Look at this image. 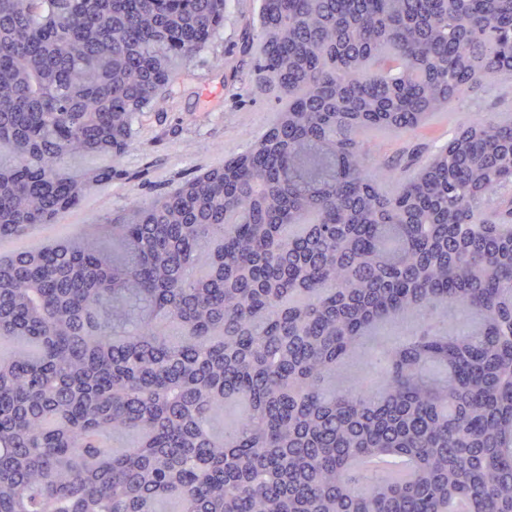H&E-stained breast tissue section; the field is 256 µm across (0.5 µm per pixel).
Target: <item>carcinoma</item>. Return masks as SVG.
<instances>
[{
	"label": "carcinoma",
	"instance_id": "obj_1",
	"mask_svg": "<svg viewBox=\"0 0 512 512\" xmlns=\"http://www.w3.org/2000/svg\"><path fill=\"white\" fill-rule=\"evenodd\" d=\"M215 8L0 0V240L112 182L64 162L116 130L133 146L127 103L174 91L151 60L193 57ZM511 29L512 0H261L269 130L207 181L0 261V512H512V117L478 114L414 173L369 140L511 80ZM404 316L380 386L333 388ZM230 399L246 410L215 437ZM107 430L141 441L110 453ZM377 455L410 472L357 466Z\"/></svg>",
	"mask_w": 512,
	"mask_h": 512
}]
</instances>
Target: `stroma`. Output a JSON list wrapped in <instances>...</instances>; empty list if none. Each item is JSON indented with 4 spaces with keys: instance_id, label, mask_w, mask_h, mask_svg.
Listing matches in <instances>:
<instances>
[{
    "instance_id": "obj_1",
    "label": "stroma",
    "mask_w": 512,
    "mask_h": 512,
    "mask_svg": "<svg viewBox=\"0 0 512 512\" xmlns=\"http://www.w3.org/2000/svg\"><path fill=\"white\" fill-rule=\"evenodd\" d=\"M260 0H228L224 22L215 39L177 69L175 93L162 110L145 112L138 144L121 159L109 155L85 157L91 166L118 165L122 174L79 206L60 213L52 224L36 231L37 242L48 244L71 233L91 230L99 218L120 212L131 202L148 199L177 186L182 178L223 166L242 152L249 139L273 123L280 103L255 81L254 56L246 47ZM512 110V81L486 85L453 101L447 112L423 131L374 143L375 156L393 157L419 168L433 145L442 144L473 112ZM415 327L404 319L383 326L367 344L336 368V385L375 386L371 353L403 339Z\"/></svg>"
}]
</instances>
